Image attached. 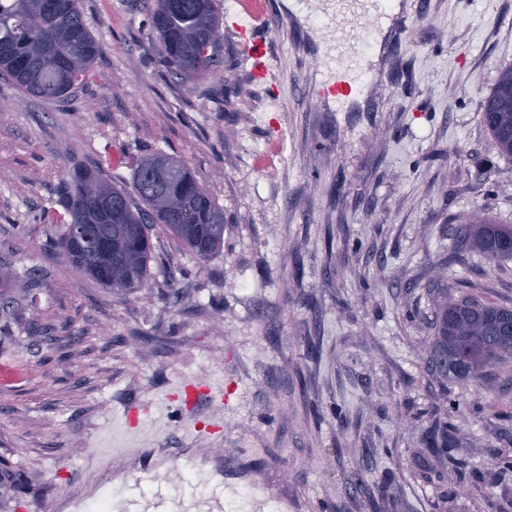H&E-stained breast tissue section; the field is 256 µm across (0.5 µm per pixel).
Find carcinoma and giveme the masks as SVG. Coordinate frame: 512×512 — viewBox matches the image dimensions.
I'll use <instances>...</instances> for the list:
<instances>
[{
    "label": "carcinoma",
    "instance_id": "obj_1",
    "mask_svg": "<svg viewBox=\"0 0 512 512\" xmlns=\"http://www.w3.org/2000/svg\"><path fill=\"white\" fill-rule=\"evenodd\" d=\"M150 20L163 62L187 78L207 74L221 43L220 0H152ZM99 46L84 24L79 0H0V74L46 99L73 93L87 79ZM512 100V67L500 72L482 103V122L499 155L512 159V111L491 107ZM50 211L60 227L58 251L84 275L114 292L144 284L159 225L201 258L224 247V210L180 161L163 155L134 169L133 192L103 167L75 166L61 180ZM86 224L105 243L91 250L70 239ZM464 242L492 261L512 260V225L470 223ZM426 369L441 386L480 382L494 363L512 358V306L476 294L436 303L434 336L426 341Z\"/></svg>",
    "mask_w": 512,
    "mask_h": 512
}]
</instances>
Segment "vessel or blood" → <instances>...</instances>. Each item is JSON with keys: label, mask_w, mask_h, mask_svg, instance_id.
<instances>
[{"label": "vessel or blood", "mask_w": 512, "mask_h": 512, "mask_svg": "<svg viewBox=\"0 0 512 512\" xmlns=\"http://www.w3.org/2000/svg\"><path fill=\"white\" fill-rule=\"evenodd\" d=\"M392 0H336L327 17L331 22L327 32V51L323 64L331 74L328 90L340 104H347L356 93L374 79L368 66L365 48L390 19ZM224 394L212 390L207 383H184L169 400L176 413L196 408L201 401L223 400ZM136 444L132 432L114 434L104 431L95 445V454L103 460L128 454ZM171 493L163 478H155L148 505H141L135 494L124 500L123 512H170Z\"/></svg>", "instance_id": "b4317fda"}]
</instances>
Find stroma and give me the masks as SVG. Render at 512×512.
I'll return each mask as SVG.
<instances>
[{"label":"stroma","instance_id":"obj_1","mask_svg":"<svg viewBox=\"0 0 512 512\" xmlns=\"http://www.w3.org/2000/svg\"><path fill=\"white\" fill-rule=\"evenodd\" d=\"M147 2L80 0L100 53L68 98L0 75V267L41 290L0 337V466L23 483L0 512L116 508L125 484L149 497L162 459L180 463L174 500L208 506L223 482L222 512H512V360L446 388L423 369L444 289L512 303V261L459 244L475 217L512 225V161L481 119L512 66V0H402L380 79L345 109L324 88L320 5L222 0L260 16L265 77L226 25L221 63L180 80ZM157 151L223 208L224 247L204 260L154 229L144 287L115 294L56 253L45 212L68 169L128 185ZM188 378L230 392L204 435L166 399ZM132 400L139 450L91 455Z\"/></svg>","mask_w":512,"mask_h":512}]
</instances>
